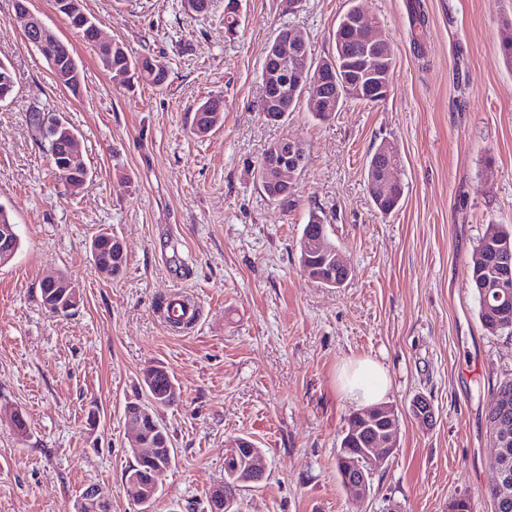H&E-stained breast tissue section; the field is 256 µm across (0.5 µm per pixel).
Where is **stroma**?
Here are the masks:
<instances>
[{
    "label": "stroma",
    "instance_id": "stroma-1",
    "mask_svg": "<svg viewBox=\"0 0 512 512\" xmlns=\"http://www.w3.org/2000/svg\"><path fill=\"white\" fill-rule=\"evenodd\" d=\"M239 0L237 34L226 0L205 13L183 0H83L103 39L160 59L163 88L117 89L93 49L49 0L32 9L68 41L83 69L80 95L46 60L0 0V60L15 78L0 103V205L21 238L0 266V512H66L95 484L111 512H138L122 492L135 457L126 402L142 398L143 371L174 376L179 404L158 409L173 462L151 512H207L224 479L232 439L246 436L268 467L239 496L241 512H448L458 496L490 512L495 448L485 414L512 378V335L478 319L469 286L473 251L488 225L512 227V0ZM377 22L393 51L384 100L314 117L308 99L272 124L257 109L264 47L282 26L305 38L313 60L333 51L351 4ZM222 97L224 121L193 132L197 104ZM78 133L92 175L80 190L55 178L33 112ZM300 141L303 168L281 209L255 177L267 146ZM401 157V207L382 215L364 178L380 144ZM348 260L327 288L299 268L310 212ZM118 237L127 268L95 271L89 241ZM59 273L83 293L67 317L42 304L43 278ZM175 292L200 315L174 331L160 317ZM370 358L390 379L398 446L365 499L348 494L336 453L357 408L336 391V367ZM430 400L420 425L410 407ZM28 422L17 438L13 410Z\"/></svg>",
    "mask_w": 512,
    "mask_h": 512
}]
</instances>
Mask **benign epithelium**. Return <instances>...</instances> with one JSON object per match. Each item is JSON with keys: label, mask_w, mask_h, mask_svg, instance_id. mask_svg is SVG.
<instances>
[{"label": "benign epithelium", "mask_w": 512, "mask_h": 512, "mask_svg": "<svg viewBox=\"0 0 512 512\" xmlns=\"http://www.w3.org/2000/svg\"><path fill=\"white\" fill-rule=\"evenodd\" d=\"M30 0H14L15 18L23 22L27 41L36 49L41 50L59 41L58 36L47 27L41 19L35 16L29 8ZM349 37L342 38L337 44L338 57L343 68H338L335 62L322 63L321 72L316 80L307 85L313 108L317 112H329L333 109V93L331 89L337 85L348 98L377 100L387 94L384 84L383 70L390 44L381 33L377 32L374 23L362 18L360 14L353 15L348 27ZM305 47L304 39L291 27L279 30L272 52L274 65L266 70L262 84L263 102L274 108L263 116L270 122H278L285 118L297 91L302 87L303 60L300 51ZM49 65L54 77L67 81L74 72L70 59H56L49 56ZM303 163L302 144L294 139L283 138L271 147L263 160L261 173L265 181L271 185L278 182L291 181ZM58 168L66 175L67 185L79 188L87 182V177L80 174L85 168L83 159L77 148V141L69 140L65 152L57 162ZM398 166H388L377 175L369 178L368 184L373 198L383 203L395 196L403 195V186L396 177ZM300 267L302 273L309 279L317 277L321 268L333 270L328 286L339 288L349 276V268L342 254L331 245L320 240L316 245L300 247ZM512 253V242L497 240L485 250L475 253L472 266L481 269L493 262L502 266L495 276L486 277L478 282L486 303L501 298L503 292L512 288V271L508 270L504 255ZM43 286L48 289L49 296L67 302L70 309L79 306L81 295L74 283L60 275H51L43 280ZM143 409L137 402L126 405L125 415L132 430V447L139 459H145L153 464L148 476L139 479L132 476L124 484L123 490L140 505L149 503L159 490L157 477L172 462L171 450L156 448L147 442L140 434L139 421ZM396 412L389 405H379L365 409L354 415L356 426L352 427L345 438L349 447L340 454V478L342 484L356 497L365 496L370 490L371 480L382 468L397 448L399 427L395 422ZM370 430L369 444L359 442V434ZM245 445L234 440V446L225 460L234 471V485L227 488L225 484L217 485L210 500L217 501L213 512H240L239 492L242 487L253 483V477L265 472V459L260 450L243 454ZM108 504L101 495L99 488L92 484L72 505L68 512H100Z\"/></svg>", "instance_id": "obj_1"}]
</instances>
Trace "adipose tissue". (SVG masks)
Here are the masks:
<instances>
[{
	"instance_id": "obj_1",
	"label": "adipose tissue",
	"mask_w": 512,
	"mask_h": 512,
	"mask_svg": "<svg viewBox=\"0 0 512 512\" xmlns=\"http://www.w3.org/2000/svg\"><path fill=\"white\" fill-rule=\"evenodd\" d=\"M336 389L355 405L368 407L385 399L389 379L383 366L373 359L347 360L336 368Z\"/></svg>"
}]
</instances>
